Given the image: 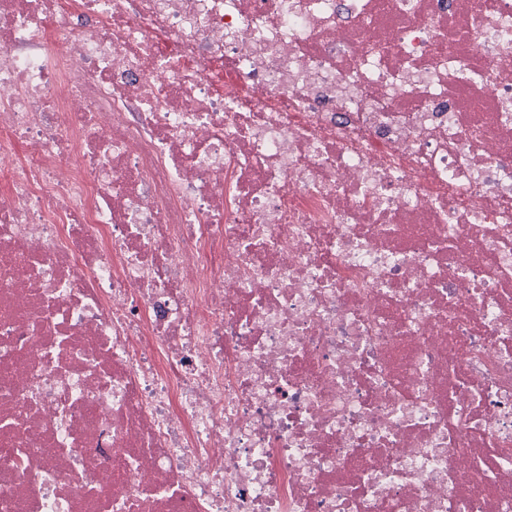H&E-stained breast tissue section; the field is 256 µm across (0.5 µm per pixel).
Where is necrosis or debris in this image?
I'll list each match as a JSON object with an SVG mask.
<instances>
[{
  "mask_svg": "<svg viewBox=\"0 0 512 512\" xmlns=\"http://www.w3.org/2000/svg\"><path fill=\"white\" fill-rule=\"evenodd\" d=\"M0 512H512V0H0Z\"/></svg>",
  "mask_w": 512,
  "mask_h": 512,
  "instance_id": "4bbe7bcc",
  "label": "necrosis or debris"
}]
</instances>
